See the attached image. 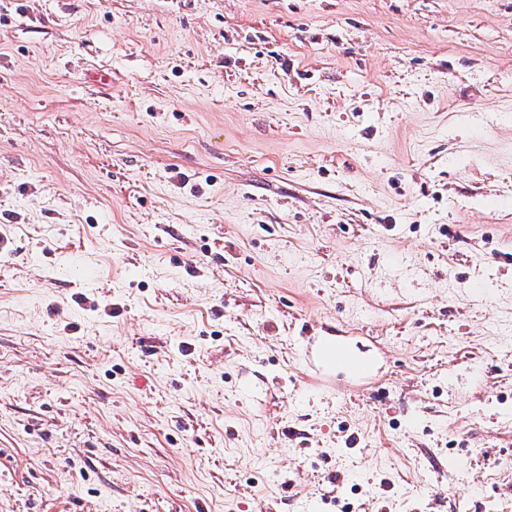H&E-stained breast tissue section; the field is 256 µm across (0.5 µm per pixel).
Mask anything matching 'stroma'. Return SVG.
Returning a JSON list of instances; mask_svg holds the SVG:
<instances>
[{"label":"stroma","mask_w":512,"mask_h":512,"mask_svg":"<svg viewBox=\"0 0 512 512\" xmlns=\"http://www.w3.org/2000/svg\"><path fill=\"white\" fill-rule=\"evenodd\" d=\"M0 512H512V0H0ZM304 359L310 377L316 382L321 381L326 371L333 365L343 361L348 369L358 376H366L370 367L366 362L343 358L336 350L332 353L326 347H319L318 350L304 349Z\"/></svg>","instance_id":"stroma-1"}]
</instances>
